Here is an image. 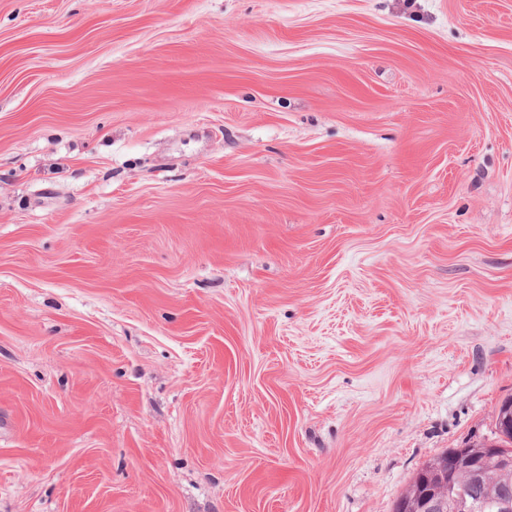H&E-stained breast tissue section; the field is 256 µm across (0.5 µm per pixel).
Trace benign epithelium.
<instances>
[{"label": "benign epithelium", "instance_id": "7a95c632", "mask_svg": "<svg viewBox=\"0 0 512 512\" xmlns=\"http://www.w3.org/2000/svg\"><path fill=\"white\" fill-rule=\"evenodd\" d=\"M498 434L512 437V398L498 408ZM498 487L494 512H512V454L496 440H480L451 448L439 460L424 466L399 512H479L484 489Z\"/></svg>", "mask_w": 512, "mask_h": 512}]
</instances>
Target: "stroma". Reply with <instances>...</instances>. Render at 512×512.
<instances>
[{
  "label": "stroma",
  "instance_id": "obj_1",
  "mask_svg": "<svg viewBox=\"0 0 512 512\" xmlns=\"http://www.w3.org/2000/svg\"><path fill=\"white\" fill-rule=\"evenodd\" d=\"M512 396V0H0V512H393Z\"/></svg>",
  "mask_w": 512,
  "mask_h": 512
}]
</instances>
